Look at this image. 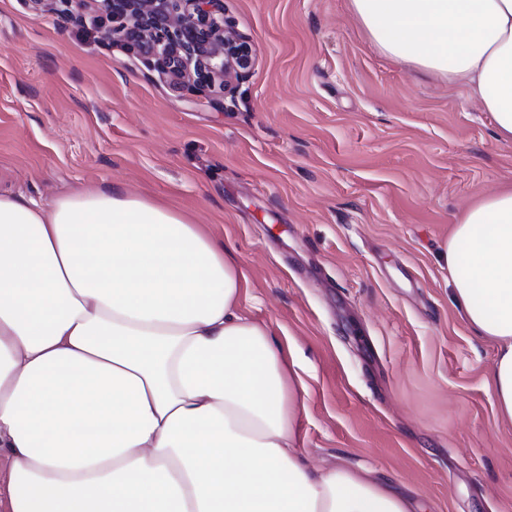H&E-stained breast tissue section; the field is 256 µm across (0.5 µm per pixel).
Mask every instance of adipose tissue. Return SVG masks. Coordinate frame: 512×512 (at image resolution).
I'll return each instance as SVG.
<instances>
[{
    "label": "adipose tissue",
    "instance_id": "adipose-tissue-1",
    "mask_svg": "<svg viewBox=\"0 0 512 512\" xmlns=\"http://www.w3.org/2000/svg\"><path fill=\"white\" fill-rule=\"evenodd\" d=\"M387 57L463 85L512 145V0H350ZM442 257L512 426V187ZM247 278L206 229L122 187L49 205L0 191L6 512H415L295 451L298 391Z\"/></svg>",
    "mask_w": 512,
    "mask_h": 512
}]
</instances>
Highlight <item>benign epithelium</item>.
<instances>
[{"label":"benign epithelium","mask_w":512,"mask_h":512,"mask_svg":"<svg viewBox=\"0 0 512 512\" xmlns=\"http://www.w3.org/2000/svg\"><path fill=\"white\" fill-rule=\"evenodd\" d=\"M112 19L107 38L144 56L148 67L195 93L231 92L217 79L245 77L249 39L226 29L224 0H102Z\"/></svg>","instance_id":"benign-epithelium-1"}]
</instances>
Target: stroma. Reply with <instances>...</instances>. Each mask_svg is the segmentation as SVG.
Here are the masks:
<instances>
[{
	"label": "stroma",
	"instance_id": "stroma-1",
	"mask_svg": "<svg viewBox=\"0 0 512 512\" xmlns=\"http://www.w3.org/2000/svg\"><path fill=\"white\" fill-rule=\"evenodd\" d=\"M249 37L228 97L175 89L92 8L0 0V188L50 204L118 185L208 225L307 393L298 453L424 512H512V426L441 258L512 185V145L465 88L387 59L348 0H224Z\"/></svg>",
	"mask_w": 512,
	"mask_h": 512
}]
</instances>
